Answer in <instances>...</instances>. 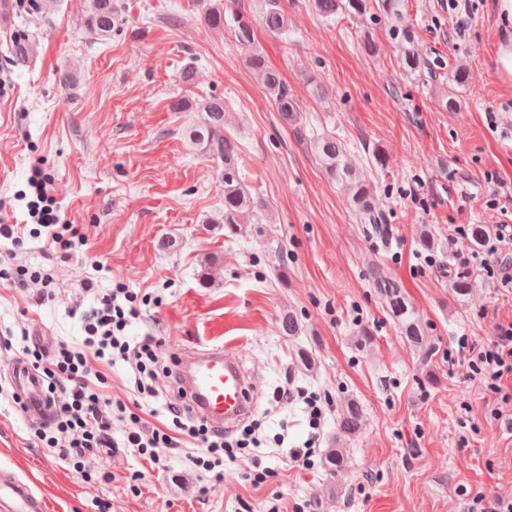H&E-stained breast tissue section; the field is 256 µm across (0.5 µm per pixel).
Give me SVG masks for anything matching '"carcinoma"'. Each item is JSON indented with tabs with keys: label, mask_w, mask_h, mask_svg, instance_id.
Returning <instances> with one entry per match:
<instances>
[{
	"label": "carcinoma",
	"mask_w": 512,
	"mask_h": 512,
	"mask_svg": "<svg viewBox=\"0 0 512 512\" xmlns=\"http://www.w3.org/2000/svg\"><path fill=\"white\" fill-rule=\"evenodd\" d=\"M312 9L325 18L340 13L364 15L371 9L399 19L404 0H310ZM123 3L121 0H86L85 23L100 40H108L121 24ZM204 22L211 28L224 27V0H210L203 11ZM262 26L272 34L288 31V16L278 0H267L262 16ZM231 32L236 41L249 46L254 40V28L250 19L234 14ZM396 38L402 47V68L409 74L421 70L422 61L415 51V33L409 29L397 30ZM258 81L273 96L278 112L285 122H295L298 107L288 93L280 73L266 63L260 52L254 51L246 59ZM200 111L205 113L204 122L192 133L194 143L201 147L221 165V180L224 182V215L222 224L229 232L244 219L259 210L261 201L255 199L245 188L239 174V146L237 140L224 131V100L211 97L205 100ZM313 148L326 174L345 184L351 207L371 226L373 235L380 239L389 237V224L384 210L377 202V195L371 184L353 177L352 170L345 164V145L333 135H324L313 140ZM374 288L384 297L390 316L399 324L408 340L424 344V330L415 311L409 304L399 285L379 273L373 274ZM363 414L354 400L344 403L337 417V435L340 438L356 436L362 428ZM347 466V459L341 448H329L323 458V467L336 475Z\"/></svg>",
	"instance_id": "cac0c4a2"
}]
</instances>
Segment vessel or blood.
Listing matches in <instances>:
<instances>
[{
    "label": "vessel or blood",
    "mask_w": 512,
    "mask_h": 512,
    "mask_svg": "<svg viewBox=\"0 0 512 512\" xmlns=\"http://www.w3.org/2000/svg\"><path fill=\"white\" fill-rule=\"evenodd\" d=\"M8 372L25 402V418L45 422L48 410L41 377L19 358L10 361ZM175 375L189 403L214 426L230 428L252 409V380L236 356L223 347L182 349ZM0 512H45V508L28 484L0 469Z\"/></svg>",
    "instance_id": "vessel-or-blood-1"
}]
</instances>
